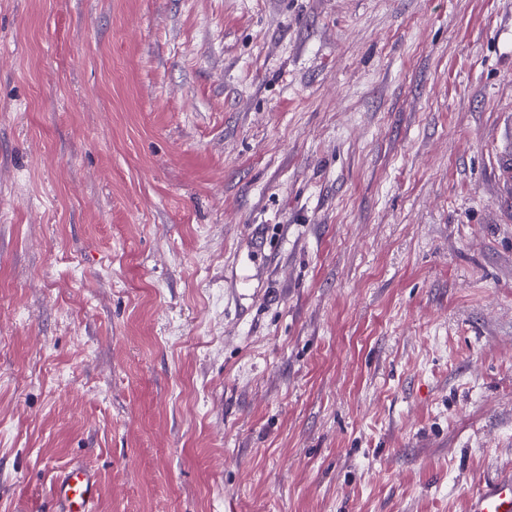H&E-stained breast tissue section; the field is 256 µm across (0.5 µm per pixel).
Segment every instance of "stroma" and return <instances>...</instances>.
Returning <instances> with one entry per match:
<instances>
[{"instance_id": "1", "label": "stroma", "mask_w": 512, "mask_h": 512, "mask_svg": "<svg viewBox=\"0 0 512 512\" xmlns=\"http://www.w3.org/2000/svg\"><path fill=\"white\" fill-rule=\"evenodd\" d=\"M511 153L512 0H0V512H466ZM97 491L94 473L82 467H72L58 478L55 512H93Z\"/></svg>"}]
</instances>
